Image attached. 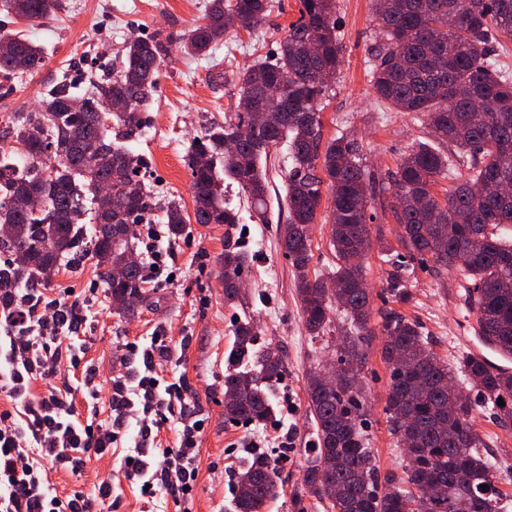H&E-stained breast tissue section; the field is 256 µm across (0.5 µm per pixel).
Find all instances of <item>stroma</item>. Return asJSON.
<instances>
[{"mask_svg":"<svg viewBox=\"0 0 512 512\" xmlns=\"http://www.w3.org/2000/svg\"><path fill=\"white\" fill-rule=\"evenodd\" d=\"M275 2L264 31H239L232 39L218 42L204 58L177 52L162 58L148 125L130 147L149 161L147 184L162 199L178 202L190 219L188 237L162 243L167 251L165 280L130 316L113 306L91 258L61 263L42 290L44 300L72 309L69 322L83 342V352L76 371H68L62 362L53 370L37 369L31 391L40 398L54 395L73 404L81 421H113V377L123 374L132 380L143 374L142 348L149 346L151 337H165L170 349L162 363L165 377L181 382L188 412L203 422L192 490L179 498L142 495L138 477L121 465L127 442L140 428L136 415L130 414L116 446L79 465L46 463L47 479L61 496L92 497L107 482L112 486V512H234L237 466L257 446L279 460V495L265 512H330L303 486L315 441L307 414V381L311 371L335 363L331 340L339 336L346 319L334 314L328 336L319 340L308 335L302 321L293 269L277 234L278 225L286 220V146L274 148L268 162L267 223L252 217L249 201L234 186L228 198L240 213L239 224L192 221L187 149L206 124L223 121L235 110L230 88L212 76L273 55L277 41L286 36L302 8V0ZM208 4L209 0H61L51 18L18 21L19 30L44 46L46 61L36 74L0 77V152L18 151L10 133L13 114L35 109L56 80L67 78L77 93H85L89 78L106 71L129 39L159 33L178 41ZM336 17L342 66L322 114L323 136L351 133L360 141L363 160L376 182L371 234L392 243L398 226L390 210L393 198L387 174L415 143L429 141V128L378 102L370 89L369 71L377 44L371 0H336ZM229 241L251 258L242 290L247 303L236 308L224 304L221 276L224 245ZM410 273L414 300L402 306V313L420 323L440 358L457 365L477 342L473 317L464 311L449 274L435 276L430 263L416 261ZM245 316L257 326L260 346L281 349L285 356L272 417L258 425L224 420V371L230 360L232 326ZM133 342L139 346L134 353L129 350ZM365 349L367 433L375 463L380 475L400 477L408 459L387 427L390 371L383 359L382 337H371ZM477 426L501 469L500 488L505 503L512 507V432L496 426L486 412L479 415Z\"/></svg>","mask_w":512,"mask_h":512,"instance_id":"35a3bbf8","label":"stroma"}]
</instances>
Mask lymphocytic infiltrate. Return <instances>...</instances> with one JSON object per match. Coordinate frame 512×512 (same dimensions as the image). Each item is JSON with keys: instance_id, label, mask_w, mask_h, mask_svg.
Wrapping results in <instances>:
<instances>
[{"instance_id": "obj_1", "label": "lymphocytic infiltrate", "mask_w": 512, "mask_h": 512, "mask_svg": "<svg viewBox=\"0 0 512 512\" xmlns=\"http://www.w3.org/2000/svg\"><path fill=\"white\" fill-rule=\"evenodd\" d=\"M20 305L0 309V387L9 392L15 405L32 416L31 430L19 426H0V512H97L101 500L109 498L112 488L101 484L98 497L63 499L50 487L42 472L41 459L62 462L71 452L84 456L100 453L116 443L118 433L106 428L99 431L82 424L59 400L48 398L28 401V383L36 366L42 365L39 335H61L67 315L60 304L30 298L20 289ZM167 346L162 337H153L144 352L145 371L128 384L114 380L112 404L120 415L142 411L167 421L175 414L184 396L179 384L167 382L160 375L156 358L165 357ZM177 450H164L158 463L133 455L130 468L149 494L164 493L173 497L189 494L196 477L192 467L199 422L183 420Z\"/></svg>"}]
</instances>
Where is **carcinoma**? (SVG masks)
<instances>
[{
	"label": "carcinoma",
	"mask_w": 512,
	"mask_h": 512,
	"mask_svg": "<svg viewBox=\"0 0 512 512\" xmlns=\"http://www.w3.org/2000/svg\"><path fill=\"white\" fill-rule=\"evenodd\" d=\"M302 4L272 61L213 76L234 87L236 111L207 127L188 148L195 223H240L239 211L224 198L226 178L267 222L269 183L262 158L288 143L287 219L279 237L294 268L302 319L314 339L325 335L334 309L343 310L347 320L336 338L337 385L325 384L319 371L308 378L316 440L304 486L329 501L332 512H456L459 501L466 512H503L498 467L474 418L479 409H489L499 427L512 429V371L471 353L454 370L429 348L420 324L392 307L380 311L379 325L390 366L385 411L388 430L406 447L410 465L400 482L379 477L362 420L371 299L363 266L351 262L352 255L365 256L373 247L369 211L375 196L358 139L343 133L323 141L321 116L330 86L322 75L342 65L335 0ZM60 6V0H0L1 12L24 21L44 19ZM274 7L272 0H211L179 39V49L205 56L227 35L262 28ZM373 10L379 45L371 90L397 111L424 119L434 141L417 143L388 172L400 249L379 246L396 257L387 291L392 303H411L405 268L426 256L438 273L456 269L477 336L500 355L512 356V193L478 190L489 183L512 187V74L495 64L501 37L512 40V0H373ZM3 41L19 47L13 56H0V75L33 74L43 67L44 48L22 32L1 27ZM169 43L160 34L131 39L118 68L92 81L96 99L81 112L70 111L78 96L61 81L45 92L40 110L14 116L13 136L27 150L21 167L0 155V224L10 225L0 253L11 256L0 264V306L16 305V289L48 282L61 260L85 251L96 259L117 310L132 315L144 299L143 266L128 262L132 249L125 225L142 224L159 209L169 238L176 240L190 220L177 202H159L144 182L148 161L108 133L126 141L141 133ZM285 76L288 93L267 95ZM116 98L126 100L124 111L111 110ZM251 103L271 114L269 123H252L246 111ZM228 141L238 145L232 155L224 149ZM451 150L463 158L466 176L439 195L436 188L453 166ZM103 182L127 197L129 207L99 227L96 204ZM323 186L331 195L324 221L337 263L331 274L312 277L309 229L317 221ZM30 190L41 198L40 206L16 207ZM87 214L96 224L88 243L81 226ZM22 251L32 259L13 258ZM246 264L245 252L224 245V304L231 308L241 299L237 283ZM233 336L232 363L224 371V420L262 423L271 414V389L282 378L285 358L279 350L256 349L251 320L237 322ZM500 398L505 405H498ZM325 456L333 461L329 470L320 466ZM277 478L275 460L251 453L238 472L236 512H264L278 492ZM434 482L445 485L442 495L427 494L426 484Z\"/></svg>",
	"instance_id": "obj_1"
}]
</instances>
